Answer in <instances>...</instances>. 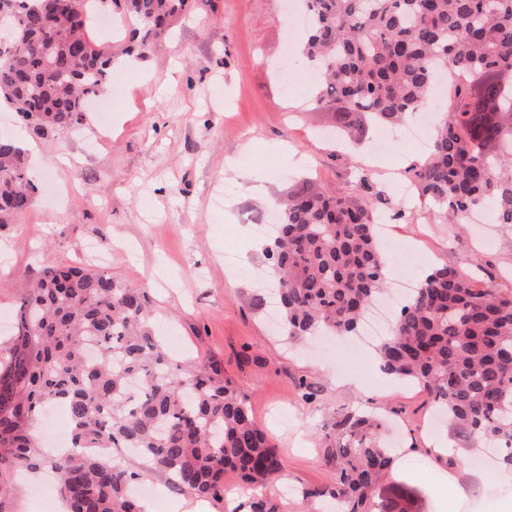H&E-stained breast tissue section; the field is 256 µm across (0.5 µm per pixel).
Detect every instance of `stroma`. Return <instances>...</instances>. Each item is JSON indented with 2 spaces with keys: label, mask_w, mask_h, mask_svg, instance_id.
<instances>
[{
  "label": "stroma",
  "mask_w": 512,
  "mask_h": 512,
  "mask_svg": "<svg viewBox=\"0 0 512 512\" xmlns=\"http://www.w3.org/2000/svg\"><path fill=\"white\" fill-rule=\"evenodd\" d=\"M284 0H211L189 10L158 47L135 63L117 59L99 95L109 121L94 112L40 144L31 158L37 191L22 214L0 218V338L10 334L18 300L42 266L73 264L106 269L134 288L147 289L159 335L179 360H220L224 377L247 398L284 468L265 486L277 512H336L335 501L303 502L302 490L332 485L336 470L325 459L337 414L367 409L385 416L380 436L397 453L380 498L409 512H512V477L492 479V465L473 468L482 445L438 422L451 466L432 451L426 433L437 412L421 386L391 380L374 349H356L336 337L318 345L288 340L251 300L269 283L262 238L240 223L243 209L259 211L273 197L287 199L304 181L320 191L359 196L369 174L399 209L394 182H406L423 156L403 141H388L382 163L369 151L372 129L341 149L328 139L334 112L315 107L309 63L284 55L300 39L284 22ZM235 194L225 197V184ZM392 240L417 248L409 269L421 280L435 265H458L481 255L498 288L512 289V228L484 223L459 233L442 224L431 205L415 201L393 221ZM485 271V272H488ZM485 272L473 269L476 278ZM311 399H304L305 389ZM11 512H57L51 475L18 482Z\"/></svg>",
  "instance_id": "obj_1"
}]
</instances>
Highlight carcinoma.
Instances as JSON below:
<instances>
[{"mask_svg":"<svg viewBox=\"0 0 512 512\" xmlns=\"http://www.w3.org/2000/svg\"><path fill=\"white\" fill-rule=\"evenodd\" d=\"M299 2L308 23L298 50L320 71L315 102H344L336 128L353 139L366 130L360 114L393 129L426 106L440 74L454 73L448 113L413 183L444 223L462 228L489 206L493 223L511 227L512 99L487 108L500 85L512 84V0ZM104 4L128 39L114 51L86 33ZM186 5L66 0L46 24L27 16L0 49V97L31 136L49 140L81 122L116 56H144ZM360 189L358 201L302 185L273 203L277 233L263 256L291 338L356 333L384 291L373 211L385 195L366 175ZM35 190L23 149L0 137V213L24 212ZM377 354L383 373L423 386L451 425L512 467V289L436 266L400 304ZM51 402L68 411L67 452L47 453L34 436ZM381 427L372 415H339L326 449L336 484L303 497L333 498L339 512H401L395 500L372 494L392 463ZM90 448L133 449L177 490L210 500L224 499L228 470L258 489L282 469L221 362H183L162 346L144 290L103 269L51 265L22 298L0 347V512H10L12 477L41 468L58 474L67 512H144L132 487L145 474Z\"/></svg>","mask_w":512,"mask_h":512,"instance_id":"carcinoma-1","label":"carcinoma"}]
</instances>
